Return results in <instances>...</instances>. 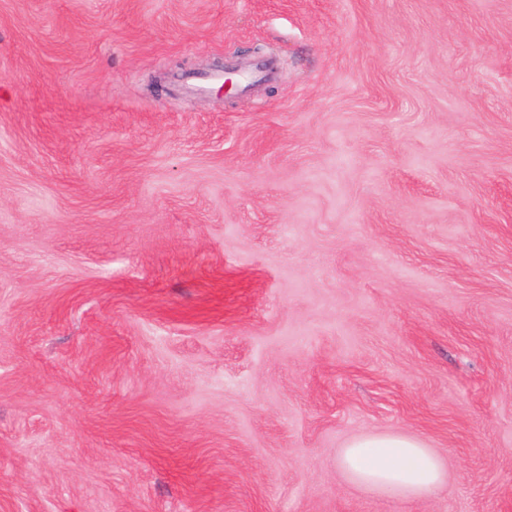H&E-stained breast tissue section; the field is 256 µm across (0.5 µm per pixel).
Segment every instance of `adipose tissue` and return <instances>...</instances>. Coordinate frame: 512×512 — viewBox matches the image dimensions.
I'll list each match as a JSON object with an SVG mask.
<instances>
[{
    "label": "adipose tissue",
    "instance_id": "ef3b65f1",
    "mask_svg": "<svg viewBox=\"0 0 512 512\" xmlns=\"http://www.w3.org/2000/svg\"><path fill=\"white\" fill-rule=\"evenodd\" d=\"M337 462L344 475L358 486L398 498H426L447 479L437 453L404 434L356 438L340 449Z\"/></svg>",
    "mask_w": 512,
    "mask_h": 512
}]
</instances>
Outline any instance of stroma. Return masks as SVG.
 <instances>
[{
    "mask_svg": "<svg viewBox=\"0 0 512 512\" xmlns=\"http://www.w3.org/2000/svg\"><path fill=\"white\" fill-rule=\"evenodd\" d=\"M0 512H512V0H0ZM337 462L344 475L358 486L405 499L428 497L448 476L434 450L404 434L355 438L340 449Z\"/></svg>",
    "mask_w": 512,
    "mask_h": 512,
    "instance_id": "obj_1",
    "label": "stroma"
}]
</instances>
